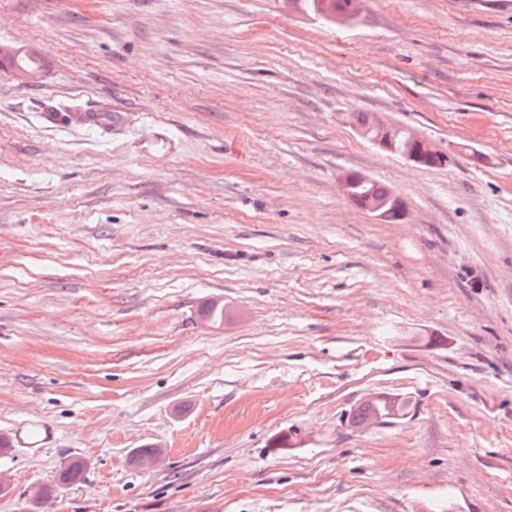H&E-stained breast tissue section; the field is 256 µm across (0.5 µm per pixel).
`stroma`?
Listing matches in <instances>:
<instances>
[{"label":"stroma","mask_w":512,"mask_h":512,"mask_svg":"<svg viewBox=\"0 0 512 512\" xmlns=\"http://www.w3.org/2000/svg\"><path fill=\"white\" fill-rule=\"evenodd\" d=\"M363 9L0 0V41L47 63L0 72V435L49 431L0 456V512H512V0ZM382 392L415 407L349 427ZM302 10L313 18L341 24L354 21V10L359 0H296ZM44 69L42 52L34 46L0 42V70L22 83H37ZM351 114V117L360 134L364 138L368 139L373 145L382 150L386 149L385 142L381 139L380 136H370V134L381 132L384 128L390 125V144L388 149L384 150L386 152L396 154L400 157L402 154L411 153L412 148L409 144V141H411L412 143L420 144L428 156H445V153H443L442 150L436 146V144L428 140L426 137L422 136L414 130H411L408 127H404L402 131L400 126L389 124L384 115L381 113L354 112ZM405 134L407 135L409 141L407 140ZM355 173V181L352 183L349 194L350 178L348 173H345L341 177V191L351 202L356 204L360 208H364L367 201L371 199L372 202L382 206L383 210L389 214L392 218L389 222L397 221V212L404 208V203L401 198L396 195L388 187L382 185L376 180L362 174L359 171H353ZM366 176L369 182L363 183L360 178Z\"/></svg>","instance_id":"obj_1"}]
</instances>
